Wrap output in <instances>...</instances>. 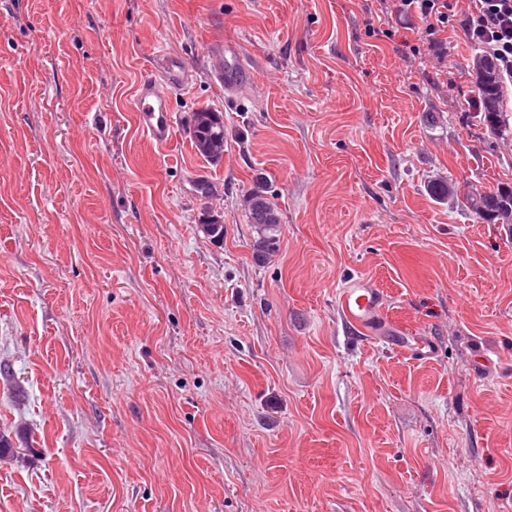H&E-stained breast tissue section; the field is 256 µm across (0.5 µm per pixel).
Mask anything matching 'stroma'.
Here are the masks:
<instances>
[{
    "label": "stroma",
    "mask_w": 512,
    "mask_h": 512,
    "mask_svg": "<svg viewBox=\"0 0 512 512\" xmlns=\"http://www.w3.org/2000/svg\"><path fill=\"white\" fill-rule=\"evenodd\" d=\"M371 3L0 0V512H512V224L427 192L512 182V138L469 115L473 51L435 73ZM168 52L160 147L133 95ZM361 275L430 357L346 327ZM213 74L224 82V86L233 85L240 76L239 50L233 43L217 44L212 52ZM192 136L198 152L219 161L224 155V118L207 108L197 109L191 119ZM247 219L256 234L255 258L264 261L280 249L281 220L276 205L261 191L248 198Z\"/></svg>",
    "instance_id": "35a3bbf8"
}]
</instances>
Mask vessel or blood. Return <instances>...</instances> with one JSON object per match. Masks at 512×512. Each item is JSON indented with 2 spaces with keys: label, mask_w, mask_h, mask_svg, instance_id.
Segmentation results:
<instances>
[{
  "label": "vessel or blood",
  "mask_w": 512,
  "mask_h": 512,
  "mask_svg": "<svg viewBox=\"0 0 512 512\" xmlns=\"http://www.w3.org/2000/svg\"><path fill=\"white\" fill-rule=\"evenodd\" d=\"M213 74L224 84H234L240 76L239 50L235 44L216 45L212 57ZM188 71L180 56H163L161 74L142 79L135 90L134 110L140 130L156 145L166 146L172 140L176 119L170 107L173 89L183 87ZM340 310L351 325L375 326L384 305L383 293L370 281L358 276L345 282L338 294Z\"/></svg>",
  "instance_id": "b4317fda"
}]
</instances>
